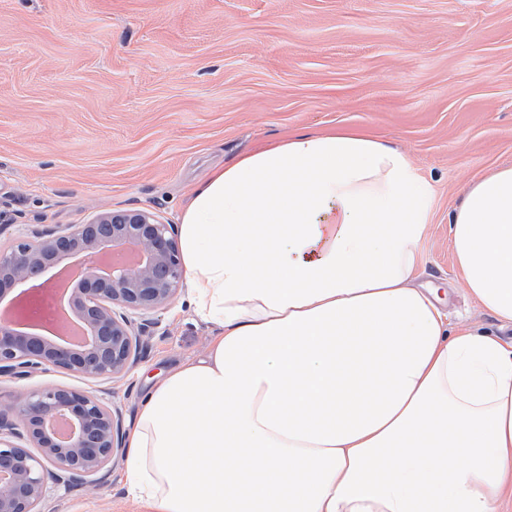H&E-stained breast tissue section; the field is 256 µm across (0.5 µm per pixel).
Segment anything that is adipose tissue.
Returning a JSON list of instances; mask_svg holds the SVG:
<instances>
[{"instance_id": "obj_1", "label": "adipose tissue", "mask_w": 512, "mask_h": 512, "mask_svg": "<svg viewBox=\"0 0 512 512\" xmlns=\"http://www.w3.org/2000/svg\"><path fill=\"white\" fill-rule=\"evenodd\" d=\"M434 188L364 131L297 133L213 171L178 234L205 355L127 435L147 512H503L512 344L417 283ZM458 278L512 323V165L449 216Z\"/></svg>"}]
</instances>
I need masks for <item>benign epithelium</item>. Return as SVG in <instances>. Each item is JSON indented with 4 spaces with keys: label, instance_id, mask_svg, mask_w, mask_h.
I'll list each match as a JSON object with an SVG mask.
<instances>
[{
    "label": "benign epithelium",
    "instance_id": "benign-epithelium-1",
    "mask_svg": "<svg viewBox=\"0 0 512 512\" xmlns=\"http://www.w3.org/2000/svg\"><path fill=\"white\" fill-rule=\"evenodd\" d=\"M130 246L133 264L114 266L105 277L91 268L70 289V309L85 329L73 345L49 330L24 331L0 323V377L32 380L61 369L91 382L126 375L134 366L153 315L166 309L183 281L184 268L172 224L144 210H107L88 224L33 229L0 249V300L38 301L35 276L68 259ZM65 422L62 438L57 425ZM118 412L89 390L35 385L25 389L9 412L0 414V512H40L52 488L107 484L121 455Z\"/></svg>",
    "mask_w": 512,
    "mask_h": 512
}]
</instances>
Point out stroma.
<instances>
[{"label":"stroma","mask_w":512,"mask_h":512,"mask_svg":"<svg viewBox=\"0 0 512 512\" xmlns=\"http://www.w3.org/2000/svg\"><path fill=\"white\" fill-rule=\"evenodd\" d=\"M366 130L435 188L421 279L452 319L512 341L456 276L448 216L469 182L512 165V0H0V248L25 226L141 209L179 224L212 168L294 132ZM140 361L102 384L132 426L172 367L214 333L185 290ZM123 461L106 487L51 491L43 512H142Z\"/></svg>","instance_id":"obj_1"}]
</instances>
